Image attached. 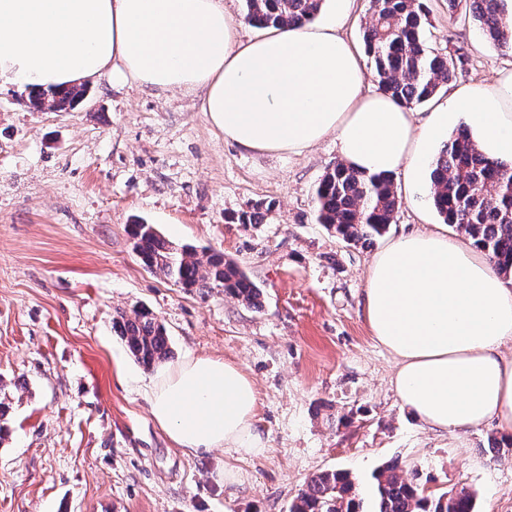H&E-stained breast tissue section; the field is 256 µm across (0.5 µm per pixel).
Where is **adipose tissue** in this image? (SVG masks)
I'll use <instances>...</instances> for the list:
<instances>
[{
    "mask_svg": "<svg viewBox=\"0 0 512 512\" xmlns=\"http://www.w3.org/2000/svg\"><path fill=\"white\" fill-rule=\"evenodd\" d=\"M224 0H0V83L53 93L112 73L162 91L201 92L226 138L256 153L302 154L334 135L341 159L422 188L434 136L457 113L480 150L512 163V68L451 91L425 120L371 89L337 22L239 35ZM364 317L395 358L399 399L429 429L494 424L512 436V288L472 241L414 230L368 268ZM149 410L187 454L269 443L259 397L234 363L187 357L161 370Z\"/></svg>",
    "mask_w": 512,
    "mask_h": 512,
    "instance_id": "adipose-tissue-1",
    "label": "adipose tissue"
}]
</instances>
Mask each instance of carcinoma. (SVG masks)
<instances>
[{
  "instance_id": "cac0c4a2",
  "label": "carcinoma",
  "mask_w": 512,
  "mask_h": 512,
  "mask_svg": "<svg viewBox=\"0 0 512 512\" xmlns=\"http://www.w3.org/2000/svg\"><path fill=\"white\" fill-rule=\"evenodd\" d=\"M246 19L260 27L303 26L319 13L323 0H245ZM468 7L483 36L512 51V18L501 0H448V12ZM426 0H369V19L362 28L370 76L381 90L413 106L432 99L455 77L453 59L438 53L424 37ZM85 93L72 88L50 96L49 108L64 112ZM431 199L443 222L470 238L502 274L512 273V167L484 156L461 127L430 165ZM314 199L318 223L349 245L372 244L383 237L399 209L393 178L366 175L342 162L319 180ZM271 207L256 206L234 218L259 224ZM133 250L148 270L192 291L215 288L249 306H260V290L217 250L202 253L190 245L176 247L151 224L130 225ZM112 328L143 367L170 357L164 326L147 309L121 312ZM289 512H476L474 495L425 496L416 479L401 475L398 461L371 474L365 487L345 470L313 476L292 501Z\"/></svg>"
}]
</instances>
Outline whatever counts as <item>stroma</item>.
<instances>
[{"label":"stroma","mask_w":512,"mask_h":512,"mask_svg":"<svg viewBox=\"0 0 512 512\" xmlns=\"http://www.w3.org/2000/svg\"><path fill=\"white\" fill-rule=\"evenodd\" d=\"M427 5L453 86L512 64L475 23L449 17L448 0ZM86 87L73 109L46 112L0 86V512H288L312 475L364 482L391 460L425 493L465 488L476 512H512V448L487 449L496 427L434 433L395 391V361L363 314L376 249L346 245L315 217L334 137L300 155L248 152L202 112L201 93L108 73ZM268 201L263 223H231ZM137 220L175 245L222 251L261 308L144 268ZM439 221L428 194L405 198L386 237ZM140 307L164 324L171 360L221 357L254 381L269 447L244 461L239 485L211 477L233 449L184 454L153 420V372L112 331L116 312Z\"/></svg>","instance_id":"1"}]
</instances>
